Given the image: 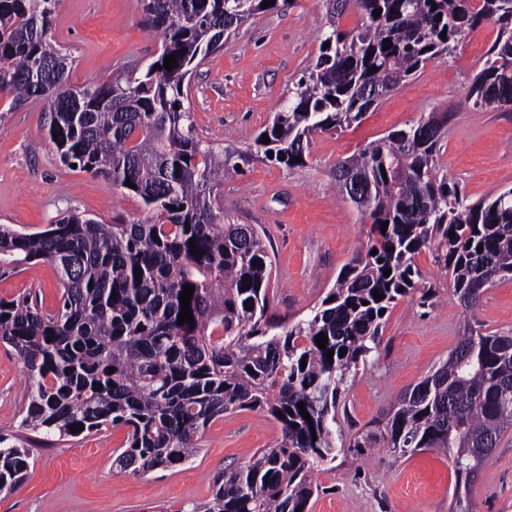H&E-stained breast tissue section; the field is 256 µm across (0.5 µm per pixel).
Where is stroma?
I'll use <instances>...</instances> for the list:
<instances>
[{
	"mask_svg": "<svg viewBox=\"0 0 512 512\" xmlns=\"http://www.w3.org/2000/svg\"><path fill=\"white\" fill-rule=\"evenodd\" d=\"M326 19L325 0H280L226 39L185 90L199 137L247 150L317 56ZM496 34L494 24L484 25L382 98L360 123L315 134L305 165L255 161L225 177L218 189L225 215L266 233L273 259L269 313L276 320L304 319L367 240V225L331 179L337 162L358 148L444 112L440 173L472 201L512 188V109L465 102ZM52 35L73 57L69 81L77 88L144 68L162 46L161 34L143 22L140 0H58ZM73 211L107 224L148 217L138 196L61 163L49 140L45 102L16 107L11 98H0V225L34 233ZM416 265L435 295L426 306L418 295L404 297L387 312L378 352L359 365L341 395L336 437L343 445L313 475L319 491L310 512H448L455 475L443 451L403 456L382 444L356 455L346 444L445 361L467 330L512 331V279L493 283L468 311L430 252L420 253ZM58 280L50 263L25 265L0 276V299L31 294L53 311L61 297ZM28 385L16 353L0 344V432L24 437L20 410ZM280 438L279 423L265 411H234L206 427L192 462L133 473L112 466L125 428L107 425L63 441L36 437L29 444V474L15 489L0 491V512H191L211 499L214 476ZM470 500L473 512H512V430L471 485Z\"/></svg>",
	"mask_w": 512,
	"mask_h": 512,
	"instance_id": "obj_1",
	"label": "stroma"
}]
</instances>
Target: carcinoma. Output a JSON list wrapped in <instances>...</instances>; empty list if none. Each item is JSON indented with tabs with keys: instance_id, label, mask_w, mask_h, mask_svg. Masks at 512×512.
I'll use <instances>...</instances> for the list:
<instances>
[{
	"instance_id": "obj_1",
	"label": "carcinoma",
	"mask_w": 512,
	"mask_h": 512,
	"mask_svg": "<svg viewBox=\"0 0 512 512\" xmlns=\"http://www.w3.org/2000/svg\"><path fill=\"white\" fill-rule=\"evenodd\" d=\"M56 2L0 0V94L15 106L45 101L60 161L132 191L151 216L102 224L72 212L36 233L0 225V275L43 260L56 267L61 286L53 312L31 295L0 299V342L30 379L20 427L61 440L74 436L72 425L89 434L125 426L112 467L148 472L193 459L206 426L224 414L262 409L280 424V442L217 475L211 502L194 512H309L319 491L312 474L335 458L342 386L380 345L393 304L414 292L423 305L433 298L416 256L432 254L467 310L496 281L492 272L512 278V188L470 202L438 174L443 114L365 145L346 162L367 193L353 198L336 176L343 197L371 222L365 249L306 319L274 321L263 233L224 220L216 195L224 173L252 153L216 150L199 138L184 106L193 71L224 35L265 12L264 0H143L144 23L163 36L161 54L110 85L83 88L77 100L67 79L73 59L51 33ZM355 2L361 23L342 31L336 17L348 0H326L322 42L329 46L263 130L270 143L256 137L265 160L304 165L314 134L361 122L376 104L373 93H390L486 23L497 35L466 102L512 107V0ZM167 56L176 57L170 71ZM193 237L200 255L190 253ZM185 285L194 288L193 322L180 325ZM375 290L384 298H374ZM320 333L328 337L324 349ZM511 428L512 333L472 330L351 448L359 455L382 442L403 455L447 450L456 475L449 510L470 512V487ZM29 467V450L1 433L0 490L17 487Z\"/></svg>"
}]
</instances>
